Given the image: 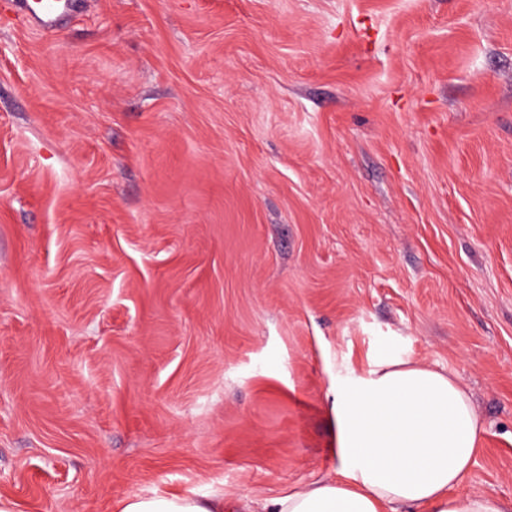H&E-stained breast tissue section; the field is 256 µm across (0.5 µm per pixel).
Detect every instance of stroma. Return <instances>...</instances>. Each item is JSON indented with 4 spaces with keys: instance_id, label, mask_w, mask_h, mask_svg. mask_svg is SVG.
Segmentation results:
<instances>
[{
    "instance_id": "obj_1",
    "label": "stroma",
    "mask_w": 512,
    "mask_h": 512,
    "mask_svg": "<svg viewBox=\"0 0 512 512\" xmlns=\"http://www.w3.org/2000/svg\"><path fill=\"white\" fill-rule=\"evenodd\" d=\"M387 355L511 500L512 0H0V498L306 486ZM24 3L29 6L26 11L29 21L43 30L55 27L61 16L76 7V1L73 0H37L31 4L28 1Z\"/></svg>"
}]
</instances>
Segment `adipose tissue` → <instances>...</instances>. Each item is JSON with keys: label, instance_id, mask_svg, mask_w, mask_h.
<instances>
[{"label": "adipose tissue", "instance_id": "adipose-tissue-1", "mask_svg": "<svg viewBox=\"0 0 512 512\" xmlns=\"http://www.w3.org/2000/svg\"><path fill=\"white\" fill-rule=\"evenodd\" d=\"M335 427L333 474L260 500L187 491L133 497L116 512H512V502L466 487L483 423L461 382L387 357L336 374L326 394Z\"/></svg>", "mask_w": 512, "mask_h": 512}]
</instances>
